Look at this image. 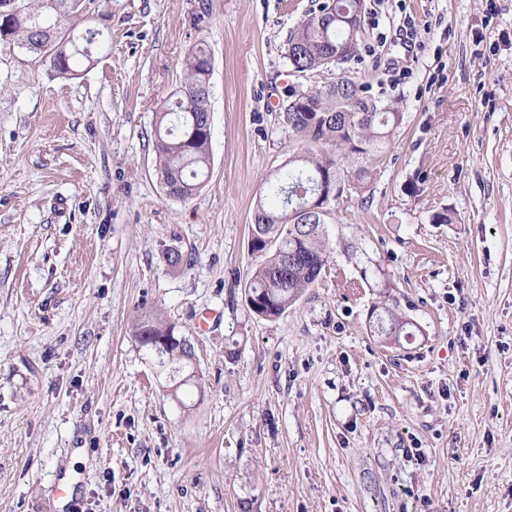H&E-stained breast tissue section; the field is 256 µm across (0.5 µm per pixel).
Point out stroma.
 <instances>
[{
  "mask_svg": "<svg viewBox=\"0 0 512 512\" xmlns=\"http://www.w3.org/2000/svg\"><path fill=\"white\" fill-rule=\"evenodd\" d=\"M321 3L83 0L106 45L68 78L0 44V512H512V0H365L355 56L291 73ZM200 40L212 159L181 202L156 114ZM342 73L404 119L332 205L319 281L264 320L249 224L297 150L281 105ZM381 306L415 335H374ZM144 315L194 347L182 400ZM175 325L172 323L162 322L160 320H144L136 323L135 336L138 338L142 347L148 348L153 351L149 345L151 338L156 337L155 341L151 343L152 347L158 352H163L171 344H183L187 340L185 336H161L166 335L170 330H174ZM154 352V351H153Z\"/></svg>",
  "mask_w": 512,
  "mask_h": 512,
  "instance_id": "1",
  "label": "stroma"
}]
</instances>
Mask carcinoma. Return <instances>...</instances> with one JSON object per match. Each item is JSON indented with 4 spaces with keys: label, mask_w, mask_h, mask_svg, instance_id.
Instances as JSON below:
<instances>
[{
    "label": "carcinoma",
    "mask_w": 512,
    "mask_h": 512,
    "mask_svg": "<svg viewBox=\"0 0 512 512\" xmlns=\"http://www.w3.org/2000/svg\"><path fill=\"white\" fill-rule=\"evenodd\" d=\"M79 0H30L21 4L22 15L0 42L18 44L49 65L61 77L73 75L78 61L95 62L93 48L100 44L98 30L74 36L79 24ZM360 0H327L319 11L290 31L286 55L295 73H306L327 64H342L352 57H336L341 46L363 35ZM210 52L198 42L184 59V83L156 113L154 152L167 198L187 201L204 183L211 162L210 91L203 88L205 59ZM403 120L402 113L364 96L362 84L342 75L323 87L291 95L284 121L300 141L288 161V170L260 196L250 224L251 252L265 256L253 270L246 291L256 303V316L271 320L284 315L302 293L320 278L327 262L326 217L315 221L312 231L299 224L292 209L308 205L310 193L330 179L363 192ZM412 323L385 309L375 316L373 328L386 338L411 336ZM175 329L172 323L144 320L136 323L135 336L149 347L154 336Z\"/></svg>",
    "instance_id": "obj_1"
}]
</instances>
